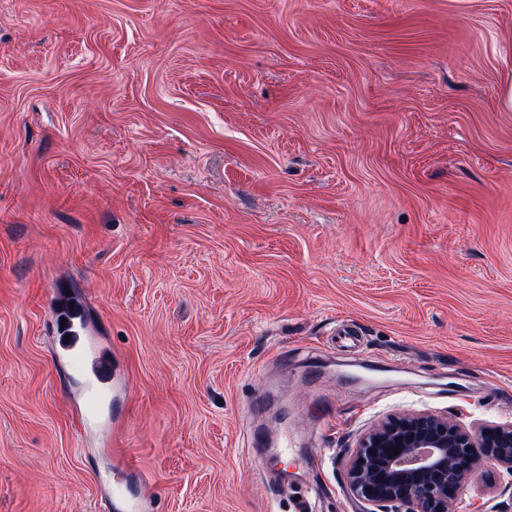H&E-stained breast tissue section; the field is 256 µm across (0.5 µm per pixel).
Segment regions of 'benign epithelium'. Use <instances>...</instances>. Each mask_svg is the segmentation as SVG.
I'll use <instances>...</instances> for the list:
<instances>
[{"label":"benign epithelium","mask_w":512,"mask_h":512,"mask_svg":"<svg viewBox=\"0 0 512 512\" xmlns=\"http://www.w3.org/2000/svg\"><path fill=\"white\" fill-rule=\"evenodd\" d=\"M484 463L512 474V421L466 429L446 417L403 413L359 436L343 486L364 512H452Z\"/></svg>","instance_id":"1"}]
</instances>
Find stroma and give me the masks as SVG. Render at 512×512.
Instances as JSON below:
<instances>
[{"instance_id": "stroma-1", "label": "stroma", "mask_w": 512, "mask_h": 512, "mask_svg": "<svg viewBox=\"0 0 512 512\" xmlns=\"http://www.w3.org/2000/svg\"><path fill=\"white\" fill-rule=\"evenodd\" d=\"M511 84L512 0H0V512H361L378 420L512 421ZM61 317L66 326L61 328ZM55 330L59 334L57 358L74 373L92 377L98 384H88L83 389L84 407L88 414H96L104 388L112 383V363L105 349L92 336H87L83 311L74 301L55 308ZM69 336V340H66Z\"/></svg>"}]
</instances>
